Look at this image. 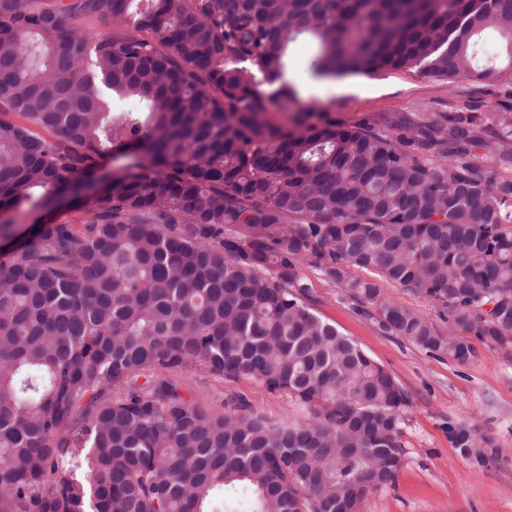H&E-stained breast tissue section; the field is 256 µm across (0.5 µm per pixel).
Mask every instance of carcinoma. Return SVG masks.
<instances>
[{
  "mask_svg": "<svg viewBox=\"0 0 512 512\" xmlns=\"http://www.w3.org/2000/svg\"><path fill=\"white\" fill-rule=\"evenodd\" d=\"M486 30L512 41V0H0V239L26 235L0 257V512H358L392 483L409 396L316 313L302 269L461 364L471 335L512 346V117L403 114L383 134L266 113L293 99L301 39L324 76L512 82L481 57ZM130 141L83 228L3 219ZM380 279L438 303L448 333ZM192 365L308 418L208 411L167 377Z\"/></svg>",
  "mask_w": 512,
  "mask_h": 512,
  "instance_id": "carcinoma-1",
  "label": "carcinoma"
}]
</instances>
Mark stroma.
Here are the masks:
<instances>
[{
    "instance_id": "35a3bbf8",
    "label": "stroma",
    "mask_w": 512,
    "mask_h": 512,
    "mask_svg": "<svg viewBox=\"0 0 512 512\" xmlns=\"http://www.w3.org/2000/svg\"><path fill=\"white\" fill-rule=\"evenodd\" d=\"M289 103L269 106V120L292 126L296 113H330L348 125L367 124L385 132L387 117L414 113L435 120L455 112H497L512 102V83L503 80H437L415 73L380 71L345 77V90L320 88L314 51L298 41L289 51ZM303 273L313 285L315 310L351 338L402 386L411 407L402 425V466L387 487L369 494L359 512H512V347L477 345L461 364L443 353L422 350L405 338L380 332L339 288L312 268ZM186 398L206 409L247 413L275 423L303 419L283 393H271L243 379L202 367L172 372ZM467 422L491 437L494 463L480 465L462 455L448 427Z\"/></svg>"
}]
</instances>
